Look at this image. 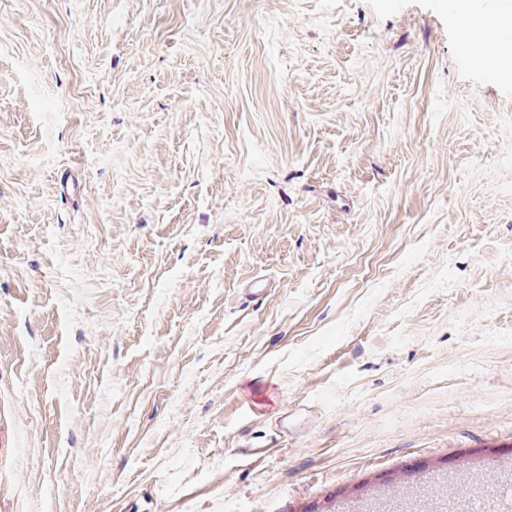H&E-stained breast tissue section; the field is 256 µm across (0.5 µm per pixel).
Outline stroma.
I'll return each instance as SVG.
<instances>
[{
    "instance_id": "obj_1",
    "label": "stroma",
    "mask_w": 512,
    "mask_h": 512,
    "mask_svg": "<svg viewBox=\"0 0 512 512\" xmlns=\"http://www.w3.org/2000/svg\"><path fill=\"white\" fill-rule=\"evenodd\" d=\"M497 2L0 0V512L512 497ZM478 14L481 24L477 21L469 29V36L466 43L475 59L480 64H486L489 60L483 56L481 52V44L496 35L497 28L491 27L496 26L499 23L500 18L495 10L488 7L482 9ZM481 25L490 29L483 28Z\"/></svg>"
}]
</instances>
